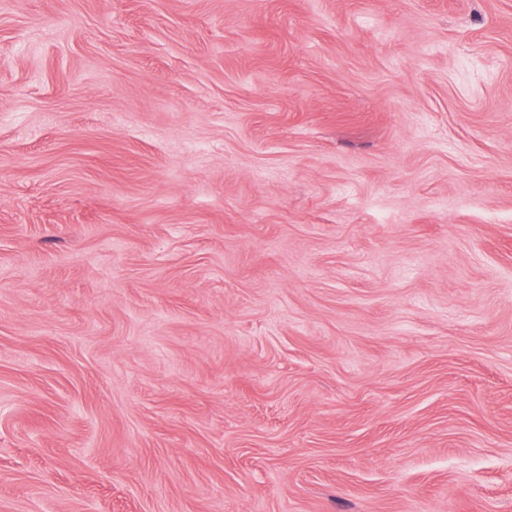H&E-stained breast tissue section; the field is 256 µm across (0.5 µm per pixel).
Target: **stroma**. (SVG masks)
Listing matches in <instances>:
<instances>
[{
  "mask_svg": "<svg viewBox=\"0 0 512 512\" xmlns=\"http://www.w3.org/2000/svg\"><path fill=\"white\" fill-rule=\"evenodd\" d=\"M0 512H512V0H0Z\"/></svg>",
  "mask_w": 512,
  "mask_h": 512,
  "instance_id": "stroma-1",
  "label": "stroma"
}]
</instances>
